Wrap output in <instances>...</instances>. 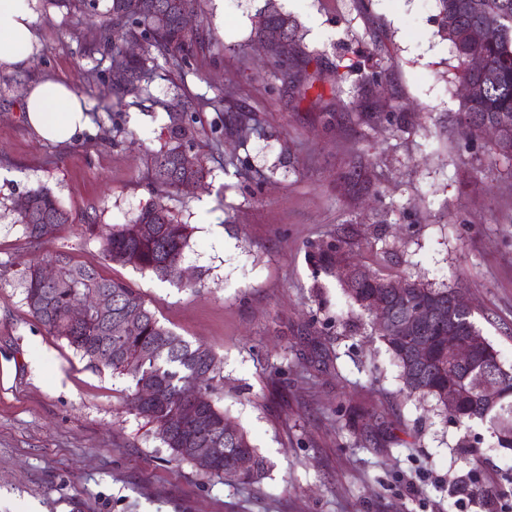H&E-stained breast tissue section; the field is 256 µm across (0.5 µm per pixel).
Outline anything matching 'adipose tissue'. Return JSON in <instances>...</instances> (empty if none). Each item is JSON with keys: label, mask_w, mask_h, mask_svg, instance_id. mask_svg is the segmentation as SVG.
Listing matches in <instances>:
<instances>
[{"label": "adipose tissue", "mask_w": 512, "mask_h": 512, "mask_svg": "<svg viewBox=\"0 0 512 512\" xmlns=\"http://www.w3.org/2000/svg\"><path fill=\"white\" fill-rule=\"evenodd\" d=\"M30 0H0V68H25L34 53ZM26 118L43 140L66 143L86 131L90 116L84 99L68 84L43 81L29 86Z\"/></svg>", "instance_id": "adipose-tissue-1"}]
</instances>
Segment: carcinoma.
<instances>
[{
  "mask_svg": "<svg viewBox=\"0 0 512 512\" xmlns=\"http://www.w3.org/2000/svg\"><path fill=\"white\" fill-rule=\"evenodd\" d=\"M197 0H109L106 13L111 25L103 30L100 40L86 47L90 55L106 52L110 68L124 74L121 94L138 93L151 82L153 71L148 58L129 56L117 45L119 41L143 42L165 58L169 68L181 72L189 65L188 46L194 35L185 29L182 16L193 13ZM437 33L448 41L458 62L459 79L469 80L479 87L478 97L460 102L455 124L460 136L467 141L479 139L485 122L497 125L501 138L494 142L499 154L512 158V0H435ZM497 22L498 33L491 42L473 39L472 30L488 19ZM287 27L291 39H296V22L287 14L260 12L256 36ZM270 64L281 78L301 94L313 88L316 77L302 73L310 63L308 54L295 48L289 56L270 47ZM481 55L485 60L482 71L472 73L468 58ZM192 102L184 111L172 117L171 145L151 157L150 173L154 184L165 192L180 189L189 182H201L207 171L194 161L187 166L183 155L193 142ZM224 129L235 131L247 139L258 131V122L248 114L230 115ZM29 242L41 245L57 227L69 223L70 216L58 198L46 187L38 186L13 202ZM192 228L178 221L164 197L147 202L126 224H114L103 242L105 260L121 266L148 271L162 280L178 278V264L183 262L190 245ZM351 242L338 238L334 243L320 245L313 253L315 263L331 273L348 264ZM56 266V279L46 284L40 278V266ZM401 285L395 299L396 314L405 317L412 304L420 300L448 305L456 290L445 285L436 287L412 275L397 278L376 271H367L352 282L341 281L349 301L369 315V299L389 297L393 284ZM25 301L33 318L51 335L65 340L82 358L97 366L112 369L131 381L127 395L129 410L152 424L163 445L170 448L178 460L193 461L191 448H201L216 441L221 448H243L254 460L252 470L232 473L216 468L210 475L231 482H254L267 469V461L253 445L246 431L226 416L211 399L218 373L216 355L206 346H193L164 327L146 305L142 294L121 280L102 275L93 266L72 262L62 253H48L27 266L20 276ZM108 295L115 307L102 313H91L76 325L69 317L70 308L93 296ZM134 314L133 327L122 333L115 331L114 318ZM453 330L463 343L481 340V357L499 363L498 372L506 396L491 408L485 402L481 386L483 371L479 365L463 367L454 363L448 353L439 348L437 337ZM400 370L402 391L406 396L430 397L436 409L446 419L464 424L478 421L487 425L496 438L497 446L512 450V365L500 363L497 350L483 336L469 311H456L443 323L433 322L411 337L388 336L377 332ZM429 347L432 355L427 366L413 360L412 349ZM460 393V404L448 406V386ZM199 387L204 390L206 403L202 410L204 426L182 430L177 428L182 409L180 393Z\"/></svg>",
  "mask_w": 512,
  "mask_h": 512,
  "instance_id": "obj_1",
  "label": "carcinoma"
}]
</instances>
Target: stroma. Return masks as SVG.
I'll return each instance as SVG.
<instances>
[{"mask_svg": "<svg viewBox=\"0 0 512 512\" xmlns=\"http://www.w3.org/2000/svg\"><path fill=\"white\" fill-rule=\"evenodd\" d=\"M264 4L200 0L189 67L156 58L147 89L119 101L108 57L85 51L107 0L92 11L31 0L38 49L27 68L0 69V512H512V452L485 425L405 397L367 318L311 257L345 234L352 262L459 289L512 365V160L453 130L460 81L435 0H275L321 74L303 100L263 57ZM354 62L381 82L360 83ZM48 79L88 105L90 131L66 144L24 116L27 86ZM227 91L233 110L258 117L248 141L212 105ZM187 99L209 175L168 204L192 227L195 292L106 261L100 233L159 194L147 159ZM361 156L363 182L349 176ZM41 185L72 221L39 247L12 204ZM46 250L124 281L161 324L216 354L213 399L267 460L260 480L176 460L126 408V377L31 316L19 273Z\"/></svg>", "mask_w": 512, "mask_h": 512, "instance_id": "obj_1", "label": "stroma"}]
</instances>
